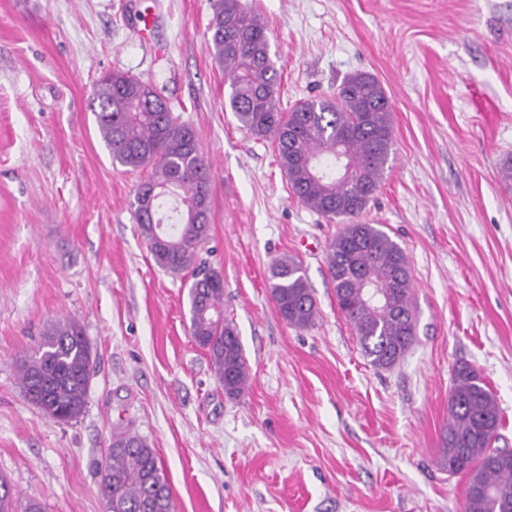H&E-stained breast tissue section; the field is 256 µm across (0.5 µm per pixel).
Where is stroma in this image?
I'll return each mask as SVG.
<instances>
[{
	"mask_svg": "<svg viewBox=\"0 0 512 512\" xmlns=\"http://www.w3.org/2000/svg\"><path fill=\"white\" fill-rule=\"evenodd\" d=\"M265 23L280 104L336 94L355 72L392 101L394 152L364 221L403 248L416 342L369 365L336 305L338 223L293 195L270 142L224 108L210 0H0V476L42 512H107L102 462L132 429L161 460L177 512H462L438 463L451 370L481 373L512 449V0H242ZM153 84L213 169L202 260L250 366L225 396L193 341L190 274L154 262L90 107L105 75ZM300 261L318 306L288 325L269 266ZM91 347L84 413L49 418L18 363L49 324Z\"/></svg>",
	"mask_w": 512,
	"mask_h": 512,
	"instance_id": "obj_1",
	"label": "stroma"
}]
</instances>
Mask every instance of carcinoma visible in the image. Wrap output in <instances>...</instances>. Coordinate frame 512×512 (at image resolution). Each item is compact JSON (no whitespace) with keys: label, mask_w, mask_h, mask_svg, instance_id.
<instances>
[{"label":"carcinoma","mask_w":512,"mask_h":512,"mask_svg":"<svg viewBox=\"0 0 512 512\" xmlns=\"http://www.w3.org/2000/svg\"><path fill=\"white\" fill-rule=\"evenodd\" d=\"M209 30L213 59L229 84L227 107L239 127L272 143L293 195L305 207L344 224L327 253L336 305L369 364L394 367L416 337L408 257L382 225L358 221L375 199L394 147L393 107L384 87L356 73L336 95L306 99L284 112L264 22L241 0H214ZM93 112L112 164L147 172L130 203L134 218L158 267L172 276L192 270L191 336L207 352L224 394L239 396L250 367L233 321L224 316V276L198 263L209 239L211 169L195 129L174 115L152 85L123 72L100 81ZM338 149L351 161L346 177L318 172L319 166H333ZM366 279L385 291L389 311L370 305ZM269 280L281 318L297 328L311 325L318 309L301 264L281 256L270 265ZM90 365V346L69 319L49 327L38 348L21 360L19 381L32 405L69 422L84 412ZM500 426L499 405L479 372L456 366L439 464L466 477L463 512H512V450L494 447ZM158 463L138 433H112L100 484L107 512H175ZM0 512H18L3 477Z\"/></svg>","instance_id":"carcinoma-1"}]
</instances>
